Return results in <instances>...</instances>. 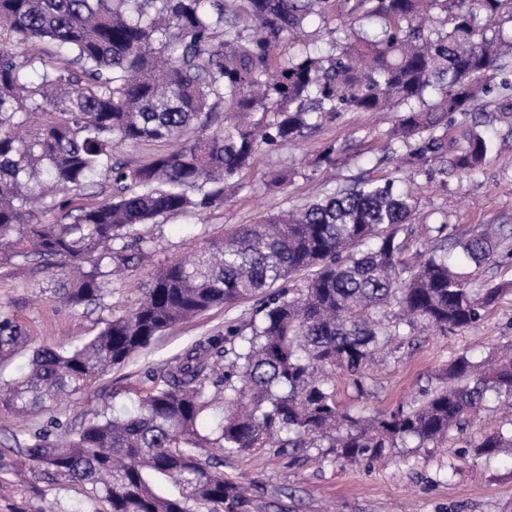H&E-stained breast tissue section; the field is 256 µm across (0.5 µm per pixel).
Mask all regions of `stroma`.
<instances>
[{
	"label": "stroma",
	"mask_w": 512,
	"mask_h": 512,
	"mask_svg": "<svg viewBox=\"0 0 512 512\" xmlns=\"http://www.w3.org/2000/svg\"><path fill=\"white\" fill-rule=\"evenodd\" d=\"M344 0H331L327 20L312 19L295 42L294 54L342 37ZM503 98L482 100L478 110L493 149L480 170L462 180L442 174L433 161L409 162L404 146L382 153L384 134L396 112H349L340 121L297 142L262 148L252 166L240 173L237 187L218 207L196 215L180 214L142 227L151 244L135 265L113 277L103 299L88 307L68 308L55 300L64 278L60 267L0 265V307L10 310L38 343L67 346L96 335L112 318L126 314L153 273L166 262L186 257L214 237L260 217L297 207L323 191L328 180L402 177L419 199L416 221L444 224L450 235L466 237L486 224L512 230V127L500 118ZM340 154L336 173L315 163L327 146ZM288 170V183L275 186L273 172ZM472 287L512 281V234L501 241L495 262L469 267ZM256 301L218 308L175 326L126 365L112 369L92 388L64 398L50 413L17 426L0 416V512H107L109 505L88 488L57 479L37 467L22 468L30 435L48 419L60 423L57 436L95 414L131 405L149 386V370L180 358L195 341L223 333L229 322L249 321ZM512 343V294L489 309L475 328L445 335L415 330L395 341L388 358L367 373L363 389L345 377L335 379L341 406L360 413L394 410L433 385L437 374L459 354L475 360ZM512 423V406H492L464 431H451L441 443L394 449L383 466L337 460L332 449L310 448L297 460L274 451L263 456L233 455L224 460L225 477L239 482L250 501L248 512H512V452L493 460L474 454L484 433Z\"/></svg>",
	"instance_id": "stroma-1"
}]
</instances>
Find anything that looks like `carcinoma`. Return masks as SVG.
I'll use <instances>...</instances> for the list:
<instances>
[{
	"instance_id": "1",
	"label": "carcinoma",
	"mask_w": 512,
	"mask_h": 512,
	"mask_svg": "<svg viewBox=\"0 0 512 512\" xmlns=\"http://www.w3.org/2000/svg\"><path fill=\"white\" fill-rule=\"evenodd\" d=\"M329 0H0V265H63L59 302L101 300L148 240L139 225L224 200L258 149L294 142L347 112L402 111L387 131L439 172L475 173L493 141L477 121L448 154L438 130L494 93L486 75L512 56V0H345L344 37L328 51L277 49L325 17ZM451 27L438 26L440 15ZM209 130L136 168L113 163L117 143ZM103 174L112 198L76 210L59 193ZM419 201L395 179L330 188L302 207L211 240L153 274L128 313L67 347L34 345L0 309V362L31 350L30 369L0 387V410L41 414L82 392L172 327L260 295L247 327L192 343L150 371L121 414L102 412L53 438L31 436L23 465L90 487L109 512H244V489L201 459L273 447L336 449L373 464L461 430L492 401L512 405V356L455 357L435 386L369 418L342 409L330 375L362 389L377 354L403 328L446 335L476 326L512 282L476 289L464 268L495 258L504 226L468 237L412 223ZM55 214L49 223L36 214ZM425 238L406 255L401 235ZM306 276L300 293L288 283ZM223 391L218 401L210 388ZM221 414L210 433L200 417ZM512 448V428L476 455Z\"/></svg>"
}]
</instances>
